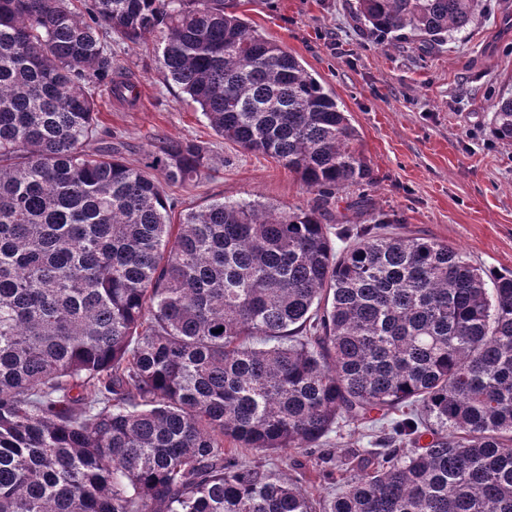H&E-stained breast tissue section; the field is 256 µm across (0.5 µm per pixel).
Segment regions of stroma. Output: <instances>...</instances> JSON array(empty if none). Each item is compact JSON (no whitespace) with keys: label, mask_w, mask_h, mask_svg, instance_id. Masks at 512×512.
Wrapping results in <instances>:
<instances>
[{"label":"stroma","mask_w":512,"mask_h":512,"mask_svg":"<svg viewBox=\"0 0 512 512\" xmlns=\"http://www.w3.org/2000/svg\"><path fill=\"white\" fill-rule=\"evenodd\" d=\"M354 0H250V26L281 44L331 92L361 136L372 186L366 193L397 217L390 233L426 237L461 250L487 271L512 270V143L492 136L493 95L512 76V0H482L468 29L424 55L389 47L356 19ZM160 37L112 41L118 63L134 74L135 104L99 87L102 126L128 150L133 166L149 162L157 138L193 140L210 150L197 182L169 187L180 209L214 199L259 201L289 209L314 195L275 159L217 137L198 106L165 80Z\"/></svg>","instance_id":"35a3bbf8"}]
</instances>
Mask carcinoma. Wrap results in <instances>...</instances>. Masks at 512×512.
Segmentation results:
<instances>
[{
    "label": "carcinoma",
    "mask_w": 512,
    "mask_h": 512,
    "mask_svg": "<svg viewBox=\"0 0 512 512\" xmlns=\"http://www.w3.org/2000/svg\"><path fill=\"white\" fill-rule=\"evenodd\" d=\"M480 2L354 11L430 53ZM238 6L0 0V512H512V271L381 233L397 219L363 194L336 250L326 214L372 183L359 131ZM108 33L160 34V69L215 134L313 204L177 210L166 186L209 150L162 138L146 167L122 159L94 91L138 85ZM490 126L512 142L511 79ZM401 408L369 447L324 448Z\"/></svg>",
    "instance_id": "carcinoma-1"
}]
</instances>
